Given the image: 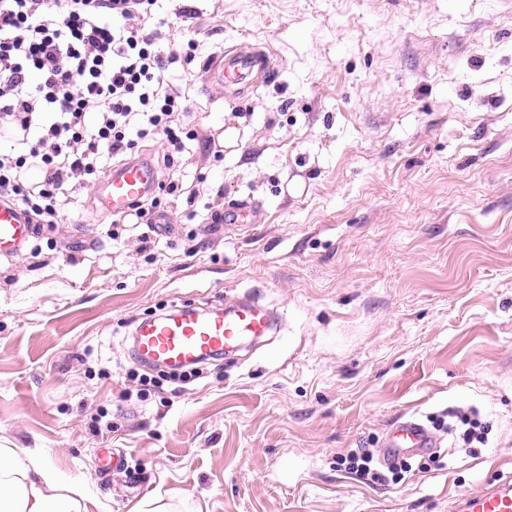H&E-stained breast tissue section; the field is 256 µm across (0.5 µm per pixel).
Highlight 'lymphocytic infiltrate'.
Masks as SVG:
<instances>
[{"instance_id":"lymphocytic-infiltrate-1","label":"lymphocytic infiltrate","mask_w":512,"mask_h":512,"mask_svg":"<svg viewBox=\"0 0 512 512\" xmlns=\"http://www.w3.org/2000/svg\"><path fill=\"white\" fill-rule=\"evenodd\" d=\"M152 0H0V197L54 224L76 187L95 183L103 160L164 136L173 164L184 143L181 105L164 86L158 31L146 29ZM360 449L340 466L373 483L402 479L406 466L373 468Z\"/></svg>"}]
</instances>
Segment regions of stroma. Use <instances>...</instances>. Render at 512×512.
Wrapping results in <instances>:
<instances>
[{"instance_id":"stroma-1","label":"stroma","mask_w":512,"mask_h":512,"mask_svg":"<svg viewBox=\"0 0 512 512\" xmlns=\"http://www.w3.org/2000/svg\"><path fill=\"white\" fill-rule=\"evenodd\" d=\"M147 25L198 41L163 73L195 137L169 169L135 150L176 186L160 228L88 187L0 261V448L82 481L85 512H450L511 476L512 0H156ZM241 43L274 75L214 93L207 58ZM249 292L281 314L259 342L178 383L134 360L141 318ZM410 415L439 445L403 480L338 468ZM176 496L171 497L170 501L166 502L164 498H158L151 502L138 505L135 512H177L183 508L185 511L202 512L199 506L188 505V501L184 498L178 499V503L172 502Z\"/></svg>"}]
</instances>
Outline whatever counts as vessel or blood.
Segmentation results:
<instances>
[{"label": "vessel or blood", "instance_id": "b4317fda", "mask_svg": "<svg viewBox=\"0 0 512 512\" xmlns=\"http://www.w3.org/2000/svg\"><path fill=\"white\" fill-rule=\"evenodd\" d=\"M211 89L242 91L255 75L270 74L268 53L256 47L225 50L206 61ZM157 172L143 158L131 159L113 167L98 183L95 198L101 209L121 217L144 196L155 191ZM38 235L28 213L12 202L0 201V256H10ZM278 312L255 300H242L224 306L205 308L175 306L169 313L136 325L132 354L135 358L162 367H181L230 352L247 339L266 335ZM434 435L416 418L395 423L380 453L383 463L403 455L433 447ZM453 512H512V481L487 483L475 491L459 495Z\"/></svg>", "mask_w": 512, "mask_h": 512}]
</instances>
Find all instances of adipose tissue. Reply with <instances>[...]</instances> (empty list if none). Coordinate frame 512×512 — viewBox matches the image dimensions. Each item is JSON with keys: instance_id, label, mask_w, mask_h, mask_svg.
<instances>
[{"instance_id": "obj_1", "label": "adipose tissue", "mask_w": 512, "mask_h": 512, "mask_svg": "<svg viewBox=\"0 0 512 512\" xmlns=\"http://www.w3.org/2000/svg\"><path fill=\"white\" fill-rule=\"evenodd\" d=\"M81 482L64 480L31 452L0 448V512H83Z\"/></svg>"}]
</instances>
